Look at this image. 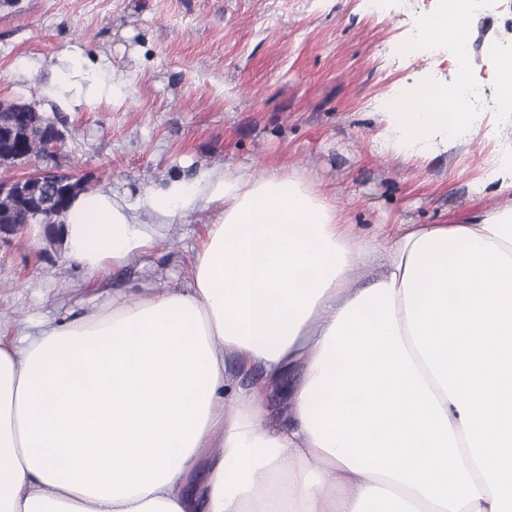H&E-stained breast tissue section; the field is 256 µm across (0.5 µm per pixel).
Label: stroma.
<instances>
[{"instance_id":"stroma-1","label":"stroma","mask_w":512,"mask_h":512,"mask_svg":"<svg viewBox=\"0 0 512 512\" xmlns=\"http://www.w3.org/2000/svg\"><path fill=\"white\" fill-rule=\"evenodd\" d=\"M429 0H0V100L37 102L58 121L57 156L148 220L146 197L174 177L229 168L254 176L297 171L349 208L354 229L373 223L437 224L512 202L482 185L512 123L485 114L468 142L438 143L404 161L372 101L403 94L449 59L422 50L391 60ZM476 57L512 36V10L479 15ZM77 70L80 88L60 84ZM104 82L91 96V80ZM211 211L175 218L153 248L110 270V288H184L193 247ZM84 269L67 260L42 225L0 238V327L63 319L100 302Z\"/></svg>"}]
</instances>
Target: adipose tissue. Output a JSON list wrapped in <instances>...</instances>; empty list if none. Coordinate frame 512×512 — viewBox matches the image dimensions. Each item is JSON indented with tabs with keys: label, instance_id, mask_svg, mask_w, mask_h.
<instances>
[{
	"label": "adipose tissue",
	"instance_id": "1",
	"mask_svg": "<svg viewBox=\"0 0 512 512\" xmlns=\"http://www.w3.org/2000/svg\"><path fill=\"white\" fill-rule=\"evenodd\" d=\"M475 20L439 0L421 21L463 46L461 73ZM387 119L404 158L471 124L429 82ZM200 180L154 190L149 223L108 190L63 216L94 283L214 208L188 287L0 336V512H512V204L362 237L302 175ZM292 372L291 421L269 430L264 386Z\"/></svg>",
	"mask_w": 512,
	"mask_h": 512
}]
</instances>
